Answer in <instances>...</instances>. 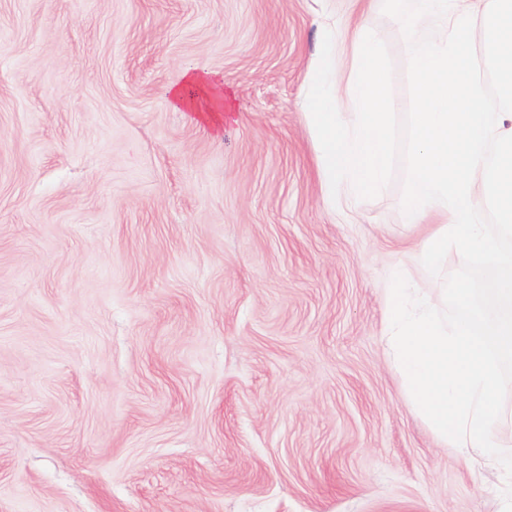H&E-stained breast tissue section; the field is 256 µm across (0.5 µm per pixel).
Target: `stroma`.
I'll list each match as a JSON object with an SVG mask.
<instances>
[{
    "label": "stroma",
    "mask_w": 512,
    "mask_h": 512,
    "mask_svg": "<svg viewBox=\"0 0 512 512\" xmlns=\"http://www.w3.org/2000/svg\"><path fill=\"white\" fill-rule=\"evenodd\" d=\"M335 6L0 0V512H501L391 357L390 279L429 278L403 167L322 203ZM364 21L404 114L408 44ZM209 86L207 73L198 67L187 68L181 76V80L169 86L167 93L171 105L176 110L197 112L196 101L191 95V90L203 91Z\"/></svg>",
    "instance_id": "obj_1"
}]
</instances>
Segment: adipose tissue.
<instances>
[{
    "label": "adipose tissue",
    "mask_w": 512,
    "mask_h": 512,
    "mask_svg": "<svg viewBox=\"0 0 512 512\" xmlns=\"http://www.w3.org/2000/svg\"><path fill=\"white\" fill-rule=\"evenodd\" d=\"M326 50L311 64L317 110L310 113L320 145L323 203L333 208L380 190L392 161V114L378 35L363 25L340 35L325 29Z\"/></svg>",
    "instance_id": "ef3b65f1"
}]
</instances>
